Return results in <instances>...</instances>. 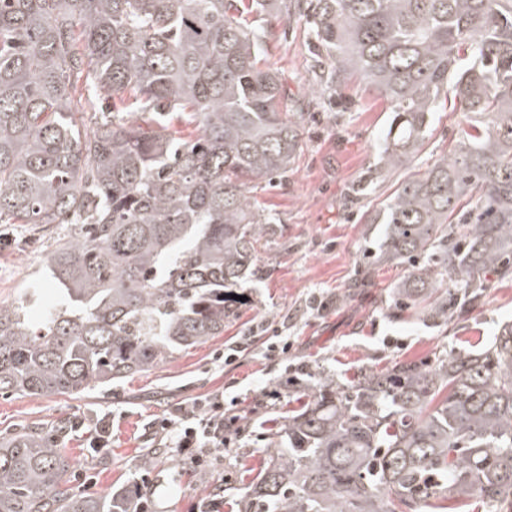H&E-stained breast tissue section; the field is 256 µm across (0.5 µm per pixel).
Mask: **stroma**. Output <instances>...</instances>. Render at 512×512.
<instances>
[{
    "label": "stroma",
    "instance_id": "obj_1",
    "mask_svg": "<svg viewBox=\"0 0 512 512\" xmlns=\"http://www.w3.org/2000/svg\"><path fill=\"white\" fill-rule=\"evenodd\" d=\"M263 25V64L283 78L284 108L298 126L301 148L287 174L253 191L272 229L245 284L249 304L225 322L222 335L112 386L76 396L0 393V435L35 425L51 433L58 422H72L62 446L73 462L70 485L81 495L105 498L118 487L133 489L145 475L143 491L153 512H196L200 498L220 482V512H229L288 417L294 367L313 376L326 371L348 385L371 369L402 361L430 364L450 349L483 346L512 322L511 279L493 281L464 321L439 327L423 321L418 309H393V288L407 268L377 260L384 227L374 223L375 214L399 181L447 156L465 113L441 107L417 156L366 183L379 161L388 102L357 77L341 90L342 107L319 100L312 94L318 54L305 19L284 9ZM0 232L13 240L0 249V304L35 289L31 316L42 322L58 298L47 275L57 231L1 224ZM239 341L244 349L225 361L229 345ZM273 342L286 345V352L270 356ZM217 392L224 396L225 417L238 423L223 458L202 471L178 449L164 447L154 425L179 403ZM106 413L112 416V446L95 454L86 447L87 432Z\"/></svg>",
    "mask_w": 512,
    "mask_h": 512
}]
</instances>
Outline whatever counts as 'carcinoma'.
Masks as SVG:
<instances>
[{
  "instance_id": "cac0c4a2",
  "label": "carcinoma",
  "mask_w": 512,
  "mask_h": 512,
  "mask_svg": "<svg viewBox=\"0 0 512 512\" xmlns=\"http://www.w3.org/2000/svg\"><path fill=\"white\" fill-rule=\"evenodd\" d=\"M339 91L356 72L389 103L379 172L414 156L453 98L448 156L375 217L408 266L393 307L445 325L512 277V0H294ZM278 0H0V224H75L48 260L62 293L0 306V392L78 395L224 332L271 225L249 184L301 144L256 22ZM140 116L90 127L92 95ZM199 128L196 136L183 127ZM452 288L443 294L433 287ZM237 512H512V323L433 365L345 386L321 373ZM37 426L0 437V512H128L76 493ZM454 500L456 507L438 501Z\"/></svg>"
}]
</instances>
